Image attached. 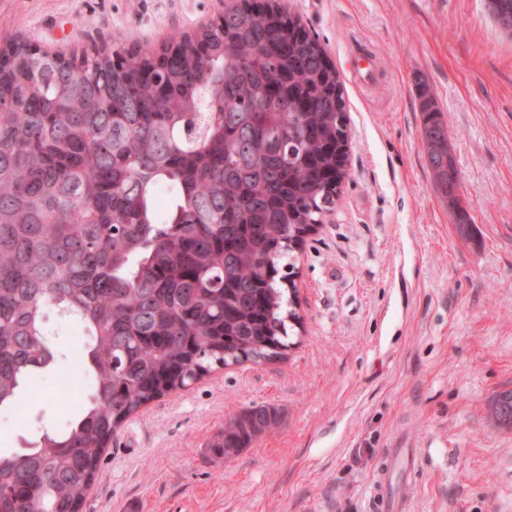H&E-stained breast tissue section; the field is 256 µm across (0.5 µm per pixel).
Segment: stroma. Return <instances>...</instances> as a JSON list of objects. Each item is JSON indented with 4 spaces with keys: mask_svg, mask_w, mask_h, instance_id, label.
Segmentation results:
<instances>
[{
    "mask_svg": "<svg viewBox=\"0 0 512 512\" xmlns=\"http://www.w3.org/2000/svg\"><path fill=\"white\" fill-rule=\"evenodd\" d=\"M486 0H278L338 70L348 116L347 175L295 252L304 322L285 359L246 361L142 407L117 431L83 512H369L382 455L415 451L396 491L412 512H512V429L487 405L512 389V37ZM229 0H0V40L24 32L60 53L159 51ZM375 54L373 85L354 56ZM448 128L459 236L435 188L419 94ZM65 372L0 409V450L78 408ZM269 404L281 421L239 454L209 442L230 416Z\"/></svg>",
    "mask_w": 512,
    "mask_h": 512,
    "instance_id": "1",
    "label": "stroma"
}]
</instances>
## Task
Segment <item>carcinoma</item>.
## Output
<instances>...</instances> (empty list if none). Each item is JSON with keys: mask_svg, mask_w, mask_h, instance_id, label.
I'll use <instances>...</instances> for the list:
<instances>
[{"mask_svg": "<svg viewBox=\"0 0 512 512\" xmlns=\"http://www.w3.org/2000/svg\"><path fill=\"white\" fill-rule=\"evenodd\" d=\"M487 8L512 20V0ZM339 84L316 43L236 8L158 56L44 66L23 34L0 44V408L56 362L49 305L89 336L69 357L92 375L66 431L0 451V512H81L142 406L293 345L288 260L334 203L322 183L347 137ZM419 100L433 184L456 207L447 127ZM488 412L512 428V389ZM278 424L273 407L245 408L211 452L236 455Z\"/></svg>", "mask_w": 512, "mask_h": 512, "instance_id": "obj_1", "label": "carcinoma"}]
</instances>
